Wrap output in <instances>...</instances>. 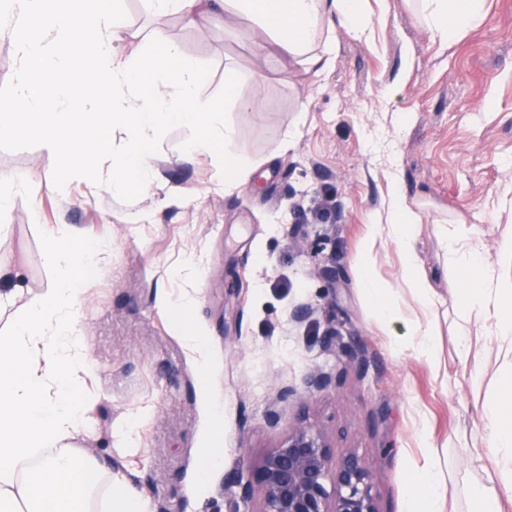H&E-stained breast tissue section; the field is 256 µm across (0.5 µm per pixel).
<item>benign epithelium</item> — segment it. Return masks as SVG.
<instances>
[{
	"label": "benign epithelium",
	"mask_w": 512,
	"mask_h": 512,
	"mask_svg": "<svg viewBox=\"0 0 512 512\" xmlns=\"http://www.w3.org/2000/svg\"><path fill=\"white\" fill-rule=\"evenodd\" d=\"M330 384V376L313 372L301 391L279 387L266 411L270 427L280 425L279 404L296 398L303 414L306 400ZM333 448L332 439L321 429L303 424L288 428L261 457L250 479L235 480L240 498L245 502L259 498L257 512H381L363 458L349 451L335 459ZM328 481L333 485L331 494Z\"/></svg>",
	"instance_id": "1"
}]
</instances>
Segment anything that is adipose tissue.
<instances>
[{
	"label": "adipose tissue",
	"instance_id": "ef3b65f1",
	"mask_svg": "<svg viewBox=\"0 0 512 512\" xmlns=\"http://www.w3.org/2000/svg\"><path fill=\"white\" fill-rule=\"evenodd\" d=\"M159 17L179 15L196 23L209 14L243 16L251 25L242 38L252 43L257 59L269 47L322 73L333 62L336 31L357 40L369 39L373 23L361 0H149ZM412 7L432 37L450 39L465 25L482 24L483 0H412ZM417 216L400 181H392L389 201L376 218L387 226L403 255L401 277L422 298L431 286L409 236ZM45 256L54 268L53 281L40 291H0V512H152L148 498L127 488L113 475L112 463H98L85 453L84 441L94 434L102 391L98 371L87 352L80 308L86 291L79 270L88 243L67 225L46 227ZM512 262V235H507L496 260H477L463 253L461 266L468 288L461 298L465 325L460 355L469 359L481 350L472 331L494 318L500 340L512 345V289L492 286L491 263ZM507 403L487 407L482 418L486 445L496 469L488 483H475L470 496L477 512L512 508V376L500 381ZM420 494L411 496L407 512H442L445 476L433 467L418 473Z\"/></svg>",
	"mask_w": 512,
	"mask_h": 512
}]
</instances>
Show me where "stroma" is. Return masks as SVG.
I'll list each match as a JSON object with an SVG mask.
<instances>
[{"instance_id":"1","label":"stroma","mask_w":512,"mask_h":512,"mask_svg":"<svg viewBox=\"0 0 512 512\" xmlns=\"http://www.w3.org/2000/svg\"><path fill=\"white\" fill-rule=\"evenodd\" d=\"M363 6L374 21L370 41L337 30L329 70L306 74L276 54L258 82L250 77L252 46L223 20L163 19L169 37L211 67L201 97L220 91L227 69L239 74L227 124L233 153L254 168L232 189L224 187L218 155L175 160L190 135L183 126L160 143L153 189L129 202L90 182L59 194L52 156L36 146L0 150V172L33 181L0 214L9 227L0 255L13 263L0 289L44 288L54 279L44 225L69 224L89 244L112 247L83 282L82 321L104 393L97 434L85 447L122 465L154 512H257L258 501L241 500L231 480L250 476L301 420L292 403L282 406L279 428L269 427L277 388L301 385L315 370L336 381L309 399L304 420L335 440L334 455L353 450L364 458L381 512H405L412 475L426 465L447 477L446 512H470V483L489 479L470 461L484 445L482 409L502 399L512 348L490 339L485 381L470 385L457 303L468 282L456 253L475 244L494 256L511 229L500 210L512 184V0H484L486 21L445 43L431 38L404 0ZM252 99L262 111H239V101ZM289 133L292 146L273 154ZM393 172L420 216L415 250L436 295L427 310L399 278L395 243L367 240ZM365 251L397 318L381 319L357 285L355 263ZM160 287L175 296L196 291L198 302L165 313L156 302ZM301 303L314 314L296 324L290 314ZM416 318L430 329L435 362L408 346ZM188 324L204 332L213 369L188 359L180 338ZM331 328L337 339L328 347ZM346 345L364 351L363 367L349 363ZM208 386L223 411L224 464L199 499V395ZM140 407L152 418L138 428L136 447L115 451L114 426Z\"/></svg>"}]
</instances>
